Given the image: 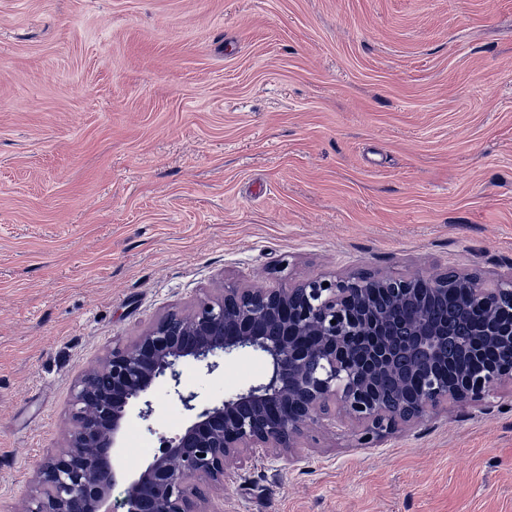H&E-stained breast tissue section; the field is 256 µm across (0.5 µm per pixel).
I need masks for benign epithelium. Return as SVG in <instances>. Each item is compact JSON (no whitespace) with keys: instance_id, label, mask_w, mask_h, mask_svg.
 Returning a JSON list of instances; mask_svg holds the SVG:
<instances>
[{"instance_id":"obj_1","label":"benign epithelium","mask_w":512,"mask_h":512,"mask_svg":"<svg viewBox=\"0 0 512 512\" xmlns=\"http://www.w3.org/2000/svg\"><path fill=\"white\" fill-rule=\"evenodd\" d=\"M443 281L442 275L378 276L390 301L384 309L369 304L358 275L285 288L226 282L219 296L191 312L168 313L84 371L74 389L69 444L38 466L17 512H101L120 482L127 512H213L229 460L245 469L257 455L291 452L311 426L333 434L338 419L360 425L359 443L373 448L443 404L479 401L497 385H512V275L486 288L456 273L460 299L480 315L478 335L501 353L496 362L468 348L454 378H438L435 368L448 363V325L433 324L422 307L408 324L406 344L392 342L394 311L428 302ZM246 348L270 361L262 382L207 404L181 389L182 361L200 362L211 374L220 358ZM403 356L423 385L397 408L382 395L380 379L396 377L397 391L405 392ZM165 376L187 412L186 425L144 468L131 470L117 454L124 421L135 409L139 418L151 417L146 396Z\"/></svg>"}]
</instances>
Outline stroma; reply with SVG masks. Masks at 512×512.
Wrapping results in <instances>:
<instances>
[{
    "instance_id": "35a3bbf8",
    "label": "stroma",
    "mask_w": 512,
    "mask_h": 512,
    "mask_svg": "<svg viewBox=\"0 0 512 512\" xmlns=\"http://www.w3.org/2000/svg\"><path fill=\"white\" fill-rule=\"evenodd\" d=\"M512 273V0H0V512L73 386L224 283ZM258 351L201 401L258 383ZM123 436L183 429L161 380ZM228 464L219 512H512V386Z\"/></svg>"
}]
</instances>
